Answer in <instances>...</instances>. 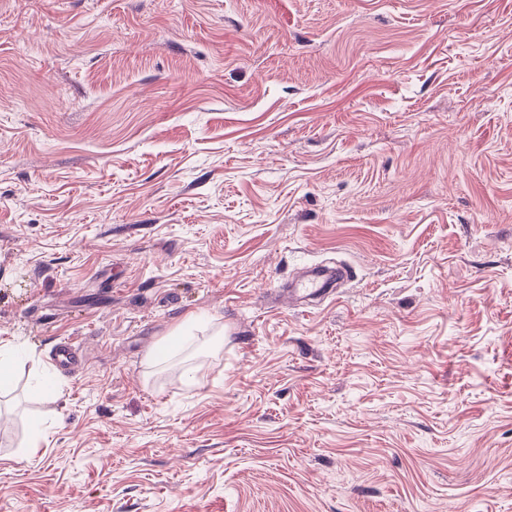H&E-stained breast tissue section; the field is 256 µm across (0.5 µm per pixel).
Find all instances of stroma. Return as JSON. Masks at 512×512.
<instances>
[{
  "mask_svg": "<svg viewBox=\"0 0 512 512\" xmlns=\"http://www.w3.org/2000/svg\"><path fill=\"white\" fill-rule=\"evenodd\" d=\"M0 346V512H512V0H0ZM169 343L156 352L151 359L155 363H163L177 356L189 341L190 336L182 331H175L169 334Z\"/></svg>",
  "mask_w": 512,
  "mask_h": 512,
  "instance_id": "1",
  "label": "stroma"
}]
</instances>
